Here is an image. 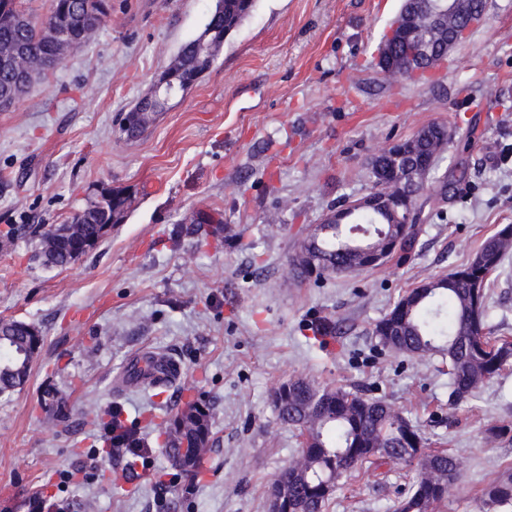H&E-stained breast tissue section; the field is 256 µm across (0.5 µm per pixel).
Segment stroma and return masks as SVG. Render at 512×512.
<instances>
[{"label":"stroma","instance_id":"stroma-1","mask_svg":"<svg viewBox=\"0 0 512 512\" xmlns=\"http://www.w3.org/2000/svg\"><path fill=\"white\" fill-rule=\"evenodd\" d=\"M216 0H112L86 43L0 112V320L44 336L30 378L0 398V512L56 496L72 512H267L268 486L299 455L272 395L290 378L379 398L460 462L438 512H484L482 488L512 466V368L460 404L441 357L379 346L408 290L466 263L512 224V0L431 72L391 80L377 46L401 0H257L188 93L141 136L121 119L200 34ZM454 139L436 167L406 258L331 279H293L310 225L365 193L370 159L424 126ZM109 185L125 216L66 267L30 226L63 224ZM487 322L512 337V254L493 276ZM182 366L167 391L118 383L139 354ZM213 408L215 443L187 497L170 489L156 424L179 399ZM63 397L69 423L53 417ZM144 423L147 464L124 475L89 411ZM492 425L508 426L489 437ZM414 476L380 462L341 483L327 512H394Z\"/></svg>","mask_w":512,"mask_h":512}]
</instances>
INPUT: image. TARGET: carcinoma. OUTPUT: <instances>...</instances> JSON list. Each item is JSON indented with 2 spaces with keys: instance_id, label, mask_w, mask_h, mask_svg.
Returning <instances> with one entry per match:
<instances>
[{
  "instance_id": "1",
  "label": "carcinoma",
  "mask_w": 512,
  "mask_h": 512,
  "mask_svg": "<svg viewBox=\"0 0 512 512\" xmlns=\"http://www.w3.org/2000/svg\"><path fill=\"white\" fill-rule=\"evenodd\" d=\"M257 0H218L204 23L201 35L181 45L177 56L181 65L166 72L173 94L187 92L195 85V74L204 65L206 41L229 36L255 9ZM107 0H51L48 14L34 20L24 9L22 0H0V44L38 61L54 54L44 33L53 22L66 24L71 38L78 44L87 42L91 33L82 25L89 11L98 12L102 24L110 10L100 6ZM408 0H403L397 15L398 26L384 38L380 53L386 55V67L408 76L401 62L417 41L433 42L436 53L448 49V40L434 38L428 21L421 19L416 34L407 28ZM20 80L8 63L0 61V96L9 93ZM155 106L139 98L123 119L121 130L135 137L143 129L137 109ZM448 149V129L431 124L413 137L399 141L373 157L368 167L372 187L387 198L404 199L421 212L419 201L434 189L431 172ZM127 209V197L101 186L94 199L75 212L67 224L73 232L60 237L51 227L39 225L42 257L48 264L65 267L84 256L118 223ZM335 223L323 225L324 233L303 240L300 254L291 262L295 278L348 274L379 266L375 256L389 260L408 253L414 245L415 224L403 232V224L376 209H355L343 204L333 210ZM512 251V224H506L487 238L475 257L447 275L429 281L403 295L392 310L376 325L374 335L381 346L409 356L439 355L448 360L450 378L449 401L452 404L475 394L485 382L501 374L507 367L501 351L512 346L509 339H492L487 325L486 301L490 276L502 266ZM307 254L317 258L310 266L301 258ZM43 343L36 326L23 322L0 321V395H8L26 383L34 354ZM162 360L144 356L127 370L130 381L155 382L154 374ZM279 421L306 436L297 462L283 468L271 481L274 486L288 487L293 509L301 512H325L330 495L323 483H339L354 475L363 465L388 459L396 464L413 466L416 475L408 494L395 512H435L447 498L459 478L457 458L447 452L428 453L419 429L403 414L383 401L351 392L343 387L318 386L303 378L288 381V396L278 409ZM83 422L103 432V442L121 448L135 465L142 447L137 426L118 415L105 420L99 412L86 414ZM167 461L172 470L170 483L188 495L200 474L201 463L213 447L212 408L198 399L185 401L168 414L160 426ZM487 509L512 506V467H507L487 483L481 494Z\"/></svg>"
}]
</instances>
